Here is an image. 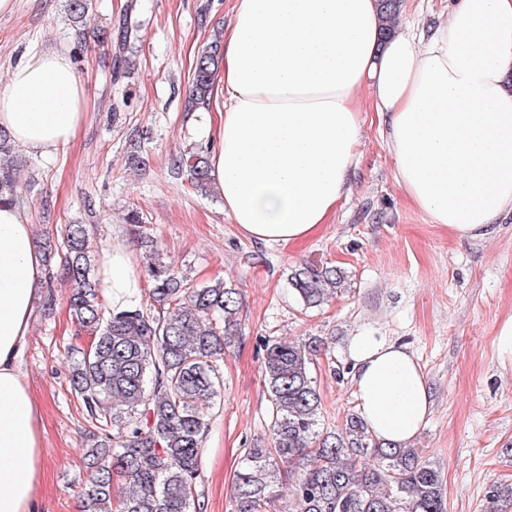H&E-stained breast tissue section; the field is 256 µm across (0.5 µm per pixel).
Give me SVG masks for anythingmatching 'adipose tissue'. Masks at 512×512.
<instances>
[{
	"label": "adipose tissue",
	"instance_id": "1",
	"mask_svg": "<svg viewBox=\"0 0 512 512\" xmlns=\"http://www.w3.org/2000/svg\"><path fill=\"white\" fill-rule=\"evenodd\" d=\"M379 32L376 0H234L209 173L245 235L291 243L329 223L349 196L368 112L430 223L476 239L512 214V0H456L432 30L401 20L388 39ZM87 113L64 51L29 52L0 89V128L38 156L69 143ZM43 278L26 212L0 202V512L38 510L41 416L17 359ZM98 280L114 306L142 297L126 243L103 252ZM347 355L372 435L411 441L433 405L414 354L364 328Z\"/></svg>",
	"mask_w": 512,
	"mask_h": 512
}]
</instances>
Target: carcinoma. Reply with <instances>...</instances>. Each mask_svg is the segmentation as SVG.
Returning <instances> with one entry per match:
<instances>
[{
  "label": "carcinoma",
  "instance_id": "cac0c4a2",
  "mask_svg": "<svg viewBox=\"0 0 512 512\" xmlns=\"http://www.w3.org/2000/svg\"><path fill=\"white\" fill-rule=\"evenodd\" d=\"M401 3L378 0L382 37L391 34ZM92 5L93 0H68L72 22L83 21ZM135 8L128 4L118 24L111 70L116 86L130 69ZM222 61L218 37L198 51L188 110L210 105ZM13 153L14 141L0 132V199L17 203L22 195ZM173 171L205 190L207 152L183 151ZM141 247L148 257V301L119 309L103 303L87 225L66 224L57 242L46 244L71 289L69 314L89 336L88 347L67 351L71 393L98 431L85 453L82 512H203L201 448L222 397L217 361L238 332L241 294L222 279L197 284L156 259L152 238ZM345 283L341 267L322 261L290 275L307 309L331 301ZM322 345L317 337L265 341L262 374L271 439L245 449L233 480L234 512H447L443 481L423 449L377 440L356 412L340 428L324 429L312 375ZM486 495L491 512H512V484L493 485Z\"/></svg>",
  "mask_w": 512,
  "mask_h": 512
}]
</instances>
